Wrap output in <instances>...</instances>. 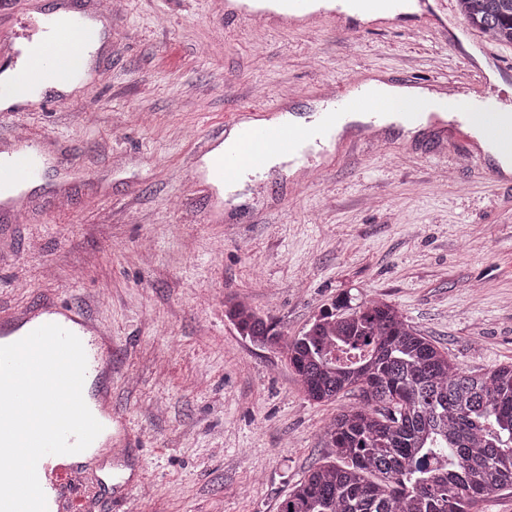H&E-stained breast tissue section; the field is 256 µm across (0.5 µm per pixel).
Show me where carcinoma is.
<instances>
[{"label":"carcinoma","instance_id":"obj_1","mask_svg":"<svg viewBox=\"0 0 512 512\" xmlns=\"http://www.w3.org/2000/svg\"><path fill=\"white\" fill-rule=\"evenodd\" d=\"M458 3L470 25L512 42V0ZM224 307L252 342L281 340L249 305ZM286 348L309 400L359 402L323 432L342 465L310 470L279 512H472L512 488V363L465 369L385 301L338 300Z\"/></svg>","mask_w":512,"mask_h":512}]
</instances>
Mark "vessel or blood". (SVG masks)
Instances as JSON below:
<instances>
[{
    "label": "vessel or blood",
    "mask_w": 512,
    "mask_h": 512,
    "mask_svg": "<svg viewBox=\"0 0 512 512\" xmlns=\"http://www.w3.org/2000/svg\"><path fill=\"white\" fill-rule=\"evenodd\" d=\"M283 11L254 13L247 7L227 0L224 15L228 18L256 19L274 28L300 25L306 28L335 25L336 11H315L311 0H283ZM360 11L368 16L378 13L400 15L405 0H357ZM87 16L71 12L63 26H43L39 18L29 20L25 33L0 32V43L9 51L0 61L10 64L20 82L59 88L69 70L68 59L74 48L88 47ZM497 99L483 97L456 102L455 112L467 124L476 126L484 139L512 151V120L500 116ZM397 104L381 96L371 86L355 82L347 94L331 98L323 119L298 129H283L276 124L277 110L258 107L236 113L231 123L241 134L234 151L211 156L205 176L212 184H233L242 178L259 175L271 155L300 157L302 147L335 135L346 125L349 115L362 113L377 120L397 111ZM51 152L47 142L17 135L0 144V187L40 181L49 164ZM54 323L74 333L82 342L86 358L87 380H97L101 389L87 406L102 424L103 430L92 446L99 453L110 454L112 448V340L100 325L80 306L48 299L32 307H20L0 318V345L16 342L36 328ZM78 464L64 462L62 456H44L37 465V475L47 500V512H87L83 495L74 489Z\"/></svg>",
    "instance_id": "obj_1"
}]
</instances>
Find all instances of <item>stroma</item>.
<instances>
[{"label": "stroma", "mask_w": 512, "mask_h": 512, "mask_svg": "<svg viewBox=\"0 0 512 512\" xmlns=\"http://www.w3.org/2000/svg\"><path fill=\"white\" fill-rule=\"evenodd\" d=\"M355 31L254 28L217 0H126L112 39L68 99L0 116L54 141L28 220L0 213V314L46 299L86 307L112 338V459L132 483L101 486L93 460L76 483L91 512H278L312 468L331 462L325 424L357 401L305 396L286 352L241 336L237 298L285 339L339 298L382 299L463 368L512 362V181L470 126L391 125L384 145L350 126L316 156V179L269 172L226 206L199 182L196 148L226 136L245 107L301 115L353 75L466 90L512 44L490 43L455 0ZM456 34L461 47L449 45ZM111 459V460H112Z\"/></svg>", "instance_id": "obj_1"}]
</instances>
